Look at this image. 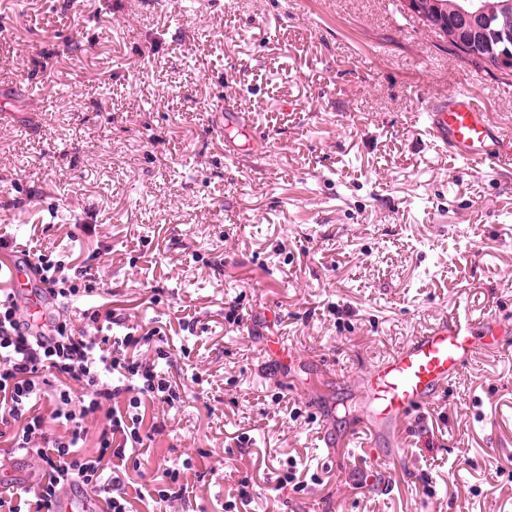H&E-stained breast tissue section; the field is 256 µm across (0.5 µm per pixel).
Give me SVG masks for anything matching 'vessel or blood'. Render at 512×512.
I'll use <instances>...</instances> for the list:
<instances>
[{
  "mask_svg": "<svg viewBox=\"0 0 512 512\" xmlns=\"http://www.w3.org/2000/svg\"><path fill=\"white\" fill-rule=\"evenodd\" d=\"M435 142L469 161L496 159L512 134L491 119L474 97L455 91L425 105ZM512 348V327L457 311L411 337L371 365L364 383L368 417L381 436L405 421H420L478 352Z\"/></svg>",
  "mask_w": 512,
  "mask_h": 512,
  "instance_id": "vessel-or-blood-1",
  "label": "vessel or blood"
}]
</instances>
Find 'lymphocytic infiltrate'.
<instances>
[{
  "mask_svg": "<svg viewBox=\"0 0 512 512\" xmlns=\"http://www.w3.org/2000/svg\"><path fill=\"white\" fill-rule=\"evenodd\" d=\"M36 268L46 292L66 300L88 296L90 279L58 277L50 257ZM92 334H74L66 321L35 330L13 289H0V440L36 465L27 486L0 487V512H56L60 498L78 489L98 512H136L141 501L161 503L186 493L191 459L165 467L154 487L126 489L118 471L127 451L142 444L147 403L174 404L178 385L143 358L141 337L112 333V312L92 307ZM103 416L97 431L89 418ZM94 451H86L88 435Z\"/></svg>",
  "mask_w": 512,
  "mask_h": 512,
  "instance_id": "obj_1",
  "label": "lymphocytic infiltrate"
}]
</instances>
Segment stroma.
Wrapping results in <instances>:
<instances>
[{"mask_svg": "<svg viewBox=\"0 0 512 512\" xmlns=\"http://www.w3.org/2000/svg\"><path fill=\"white\" fill-rule=\"evenodd\" d=\"M461 87L512 126L400 0H0V255L95 277L74 330L102 302L159 329L180 400L143 470L195 473L154 512H512V351L367 447L374 361L512 320V150L466 163L420 118Z\"/></svg>", "mask_w": 512, "mask_h": 512, "instance_id": "stroma-1", "label": "stroma"}]
</instances>
